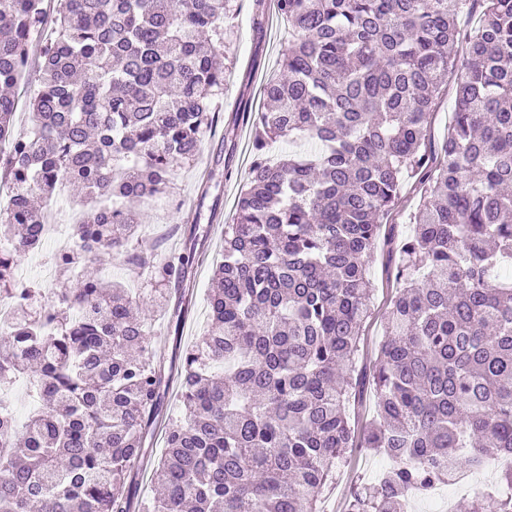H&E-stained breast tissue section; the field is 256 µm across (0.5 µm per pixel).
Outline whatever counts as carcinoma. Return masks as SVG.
<instances>
[{"mask_svg": "<svg viewBox=\"0 0 512 512\" xmlns=\"http://www.w3.org/2000/svg\"><path fill=\"white\" fill-rule=\"evenodd\" d=\"M0 0V86H16L48 23L29 126L0 94V512H321L355 436L366 379L376 416L362 447L391 460L348 512H408L414 493L512 457V0H254L291 27L253 118L255 158L213 266L211 324L184 353L182 414L135 496L168 385L134 314L144 296L83 268L109 255L169 286L194 247L157 258L138 205L199 155L224 90L230 0ZM478 16L467 30L460 19ZM461 67L447 135L431 117ZM308 148L271 158L276 143ZM409 180L413 230L396 243L398 292L371 376L355 369L381 226ZM82 222L54 256L73 287L17 278L61 186ZM160 296L158 309L185 314ZM36 369L40 407L6 399ZM512 512V494L480 496ZM375 394L367 384L350 399V421L352 426L360 430L370 420L375 407Z\"/></svg>", "mask_w": 512, "mask_h": 512, "instance_id": "cac0c4a2", "label": "carcinoma"}]
</instances>
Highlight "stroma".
<instances>
[{
  "label": "stroma",
  "mask_w": 512,
  "mask_h": 512,
  "mask_svg": "<svg viewBox=\"0 0 512 512\" xmlns=\"http://www.w3.org/2000/svg\"><path fill=\"white\" fill-rule=\"evenodd\" d=\"M253 0H233L224 20V90L215 98L217 121L211 126L200 155L182 165L167 193L144 203L141 232L162 254L178 250L193 238L200 255L185 271L180 286L188 312L173 321L156 314L149 318L152 354L165 368L179 370L185 350L210 324L208 293L212 266L224 246V226L231 223L242 188L249 178L255 128L249 118L262 103V86L275 77L288 51V25L270 17L264 40H256L252 27ZM395 257L386 244H379L369 268L374 285L372 306L365 320L357 367L369 372L384 339L383 318L396 291ZM179 381L171 379L165 392L156 428L145 443L146 468L140 474L137 492L153 493L151 466L165 449V430L180 413ZM377 453L352 449L338 465L321 491L323 512H346L354 488L370 485L378 477Z\"/></svg>",
  "instance_id": "obj_1"
}]
</instances>
